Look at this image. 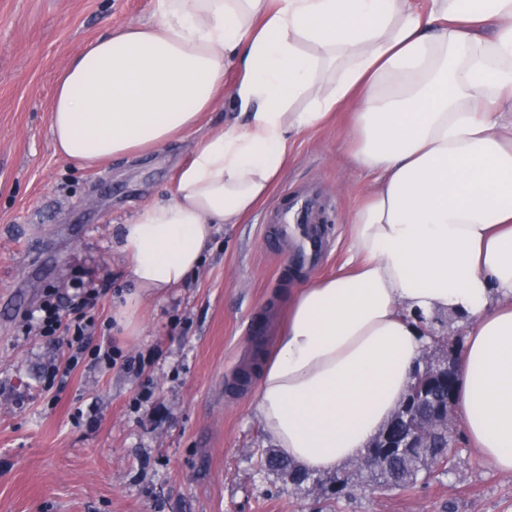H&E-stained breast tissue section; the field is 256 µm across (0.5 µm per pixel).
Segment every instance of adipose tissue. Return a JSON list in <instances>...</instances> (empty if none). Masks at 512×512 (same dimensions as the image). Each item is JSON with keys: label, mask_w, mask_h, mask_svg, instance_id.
Instances as JSON below:
<instances>
[{"label": "adipose tissue", "mask_w": 512, "mask_h": 512, "mask_svg": "<svg viewBox=\"0 0 512 512\" xmlns=\"http://www.w3.org/2000/svg\"><path fill=\"white\" fill-rule=\"evenodd\" d=\"M430 2L158 0L152 20L89 42L50 107L56 152L87 164L180 140L223 100L237 114L122 225L127 320L264 202L291 134L354 105L353 159L376 186L336 274L296 288L257 390L266 435L313 473L361 456L409 389L425 320L455 314L463 429L512 474V0Z\"/></svg>", "instance_id": "adipose-tissue-1"}]
</instances>
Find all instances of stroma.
I'll use <instances>...</instances> for the list:
<instances>
[{
    "label": "stroma",
    "mask_w": 512,
    "mask_h": 512,
    "mask_svg": "<svg viewBox=\"0 0 512 512\" xmlns=\"http://www.w3.org/2000/svg\"><path fill=\"white\" fill-rule=\"evenodd\" d=\"M157 0H0V512H512V474L488 467L460 436L455 467L427 483L364 487L326 499L263 469L276 448L256 415L257 385H235L254 354L270 358L303 277L334 273L348 224L375 185L351 158L344 109L296 135L272 188L320 186L334 248L294 271L259 214L221 227L197 272L112 322L132 288L121 224L168 197L197 134L137 158L83 164L57 154L49 109L62 68L109 29L149 20ZM101 286L96 344L116 363L84 359L69 377L63 336L24 335L49 289ZM151 407L137 408L142 393Z\"/></svg>",
    "instance_id": "stroma-1"
}]
</instances>
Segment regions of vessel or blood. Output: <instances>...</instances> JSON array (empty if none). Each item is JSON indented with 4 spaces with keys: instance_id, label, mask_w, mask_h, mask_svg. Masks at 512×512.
<instances>
[{
    "instance_id": "obj_1",
    "label": "vessel or blood",
    "mask_w": 512,
    "mask_h": 512,
    "mask_svg": "<svg viewBox=\"0 0 512 512\" xmlns=\"http://www.w3.org/2000/svg\"><path fill=\"white\" fill-rule=\"evenodd\" d=\"M323 210L322 192L313 186L276 200L262 221L275 225L279 238L292 243L294 263L310 264L324 256L327 238L320 232H303L302 227L318 223Z\"/></svg>"
}]
</instances>
